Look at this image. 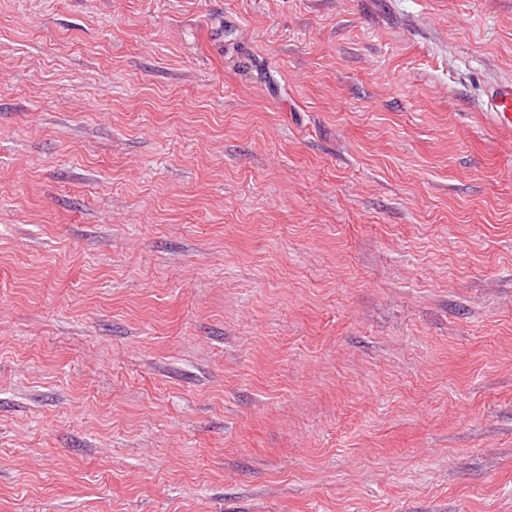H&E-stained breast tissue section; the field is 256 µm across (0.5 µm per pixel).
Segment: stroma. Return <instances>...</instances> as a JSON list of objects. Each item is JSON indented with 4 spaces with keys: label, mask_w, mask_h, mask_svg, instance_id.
Returning a JSON list of instances; mask_svg holds the SVG:
<instances>
[{
    "label": "stroma",
    "mask_w": 512,
    "mask_h": 512,
    "mask_svg": "<svg viewBox=\"0 0 512 512\" xmlns=\"http://www.w3.org/2000/svg\"><path fill=\"white\" fill-rule=\"evenodd\" d=\"M512 0H0V512H512ZM482 112H488L494 123L509 135L512 130V83L500 82L483 89Z\"/></svg>",
    "instance_id": "1"
}]
</instances>
